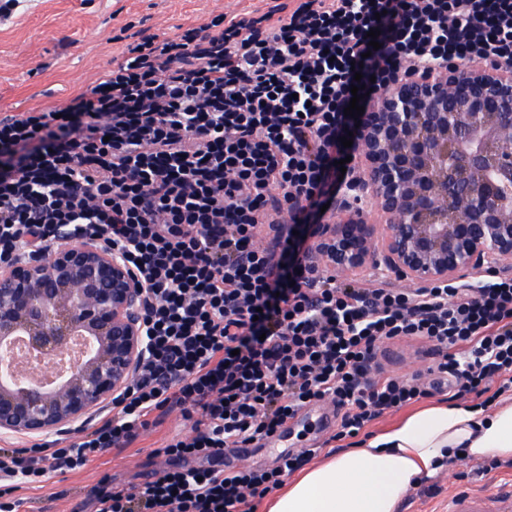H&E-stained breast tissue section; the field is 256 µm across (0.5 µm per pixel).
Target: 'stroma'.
Segmentation results:
<instances>
[{"label":"stroma","mask_w":512,"mask_h":512,"mask_svg":"<svg viewBox=\"0 0 512 512\" xmlns=\"http://www.w3.org/2000/svg\"><path fill=\"white\" fill-rule=\"evenodd\" d=\"M263 0H20L9 19H0V113L64 104L111 68L122 45L119 35L171 36L179 28L218 13L263 8ZM377 362L390 375L407 378L427 365L415 340L380 345ZM179 414L144 431L123 451H107L85 469L54 475L45 487L22 489L25 512H72L103 476L115 482H141L152 470L153 451L173 433L188 431ZM337 429L331 407L316 403L275 440L251 445L247 463L272 468L281 451L319 448ZM477 460L455 462L430 481L429 491L413 490L399 512H448V499L461 490H490L512 483V468L477 473ZM469 471L465 480L456 475Z\"/></svg>","instance_id":"35a3bbf8"}]
</instances>
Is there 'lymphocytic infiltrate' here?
I'll list each match as a JSON object with an SVG mask.
<instances>
[{"mask_svg":"<svg viewBox=\"0 0 512 512\" xmlns=\"http://www.w3.org/2000/svg\"><path fill=\"white\" fill-rule=\"evenodd\" d=\"M463 59L512 68V0H269L127 43L59 109L0 113V268L72 234L114 251L145 286L147 336L78 441L0 448V512L173 412L191 431L156 449L151 479L103 477L76 512H257L313 449L271 470L225 468L224 451L311 403L335 408L336 442L444 387L480 409L512 390V277L370 288L308 264L296 234L324 223L356 167L341 143L352 85L371 87L368 108L424 64ZM407 339L431 364L378 372L380 344Z\"/></svg>","mask_w":512,"mask_h":512,"instance_id":"1","label":"lymphocytic infiltrate"}]
</instances>
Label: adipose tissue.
<instances>
[{
	"mask_svg": "<svg viewBox=\"0 0 512 512\" xmlns=\"http://www.w3.org/2000/svg\"><path fill=\"white\" fill-rule=\"evenodd\" d=\"M512 461V396L488 410L436 402L310 465L266 512H397L407 493L454 455Z\"/></svg>",
	"mask_w": 512,
	"mask_h": 512,
	"instance_id": "obj_1",
	"label": "adipose tissue"
}]
</instances>
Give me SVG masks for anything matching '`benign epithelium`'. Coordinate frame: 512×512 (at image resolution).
Instances as JSON below:
<instances>
[{"label": "benign epithelium", "mask_w": 512, "mask_h": 512, "mask_svg": "<svg viewBox=\"0 0 512 512\" xmlns=\"http://www.w3.org/2000/svg\"><path fill=\"white\" fill-rule=\"evenodd\" d=\"M360 164L308 257L369 262L426 286L512 266V70L466 63L397 82L359 117ZM385 218L374 239L366 210ZM144 288L115 253L69 241L0 271V343L18 334L50 371L77 332L91 355L53 388L0 380V433L42 435L104 406L147 350Z\"/></svg>", "instance_id": "benign-epithelium-1"}]
</instances>
